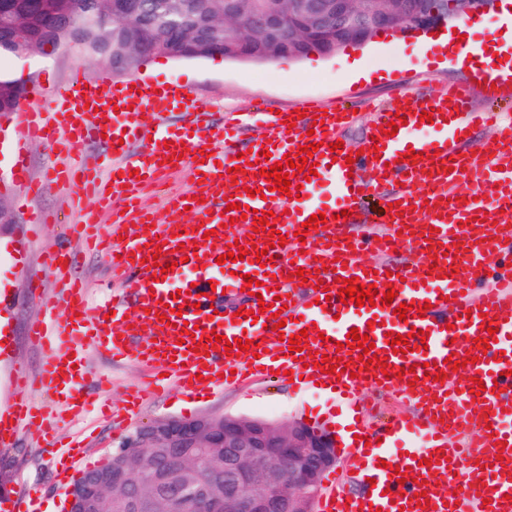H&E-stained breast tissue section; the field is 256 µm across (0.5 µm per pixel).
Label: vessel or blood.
<instances>
[{
  "mask_svg": "<svg viewBox=\"0 0 512 512\" xmlns=\"http://www.w3.org/2000/svg\"><path fill=\"white\" fill-rule=\"evenodd\" d=\"M470 61L483 96L504 97L496 58L476 46ZM189 93L168 81L116 85L106 74L91 83L80 66L56 89L51 109L40 106L41 88L31 89L18 129V176L27 171L25 145L38 141L63 155L46 169L47 181L79 199L94 196L101 209L120 203L126 210L106 226L95 211L83 210L74 226L110 260L121 288L105 294L96 311H89L86 285L69 269L74 255L60 250L47 258L60 293L29 328L43 353V389L68 410L81 411L88 344L111 358L134 355L189 395L209 382L233 384L285 370L346 400L373 387L413 401L417 412L361 433L347 456L359 480L370 482L369 494L334 485L318 512H512V272L490 277L483 266L491 254L512 252V121L477 109L467 84L423 99L407 91L396 107L373 109L369 133L378 149L371 152L340 145L342 129L356 120L342 106L311 103L301 116L257 104L216 124ZM175 111L184 116L182 126L162 125L163 115ZM398 115L405 125L387 136ZM254 123L264 135L238 151L242 129ZM491 123L497 127L491 148L471 145V132ZM88 141L101 143L102 153L80 156ZM312 143L318 146L316 176L289 171L298 196L270 189L263 170L286 155L300 158L301 147ZM184 164L197 171L193 186L168 197L163 217L142 210L140 192ZM473 179L474 192L457 196L456 187ZM231 184L237 191L230 198L225 189ZM325 185L328 202L315 196ZM360 196L380 198L386 211L356 239L340 214L356 210ZM243 208L274 214L254 239L268 264L252 253L233 263L217 261L235 249L234 228L223 225L221 214L235 218ZM319 212L327 222L297 238L302 223ZM274 235L286 237V244L269 247ZM400 245L413 248L401 263L364 259L365 252L385 254ZM183 261L194 271L191 280L177 283L160 271ZM248 274L261 280L259 295L245 293ZM349 278L375 285L372 304L341 302L339 283ZM476 284L481 298L473 303ZM390 290L396 303L408 304L405 317L384 305ZM228 293L242 295L241 316L225 308ZM263 302L273 304L274 313H260ZM353 328L375 344L367 359L345 343ZM296 334L302 337L298 352L287 342ZM397 334L409 336L408 352L393 351ZM246 339L255 351L237 349ZM322 360L348 370L322 373ZM12 384L15 401L0 410L1 447L42 415L27 398L28 377L17 373ZM404 434L423 441L398 447ZM452 434L466 435L464 447L449 446Z\"/></svg>",
  "mask_w": 512,
  "mask_h": 512,
  "instance_id": "obj_1",
  "label": "vessel or blood"
}]
</instances>
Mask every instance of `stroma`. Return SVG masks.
Instances as JSON below:
<instances>
[{
	"label": "stroma",
	"mask_w": 512,
	"mask_h": 512,
	"mask_svg": "<svg viewBox=\"0 0 512 512\" xmlns=\"http://www.w3.org/2000/svg\"><path fill=\"white\" fill-rule=\"evenodd\" d=\"M427 40L423 33H382L364 46H347L330 57L313 53L301 60L281 58L269 64L234 62L220 56L182 61L151 56L140 60L135 75L145 80L183 83L192 90L197 107L210 113L216 123L226 111L243 110L259 102L279 110L295 109L305 99L327 107L355 108L360 116L344 129L343 136L358 147L367 132L368 107L395 106L403 87L421 95L432 94L449 83L472 79L471 70L457 66L445 49L428 46ZM361 56L372 70L367 80L352 79L344 68L345 60ZM77 65L92 81L103 73L110 74L116 84L126 79L125 74L113 72L110 64L85 55L77 47L56 49L48 45L43 53L24 62L12 57L0 59V69L17 75L33 74L35 84L47 91L63 84ZM19 123L18 115L0 116V204L16 217L15 223L0 227V283L7 286L6 292L0 293V323L10 331L8 349L0 353L1 409L14 401L12 377L16 369H25L34 377L41 371L43 355L30 342L28 328L41 317L45 299L59 291L44 263L46 256L62 246L81 253L78 271L88 282L89 309H96L101 292L110 282L107 262L70 235L72 217L63 194L43 180L45 169L55 160L50 149L40 143L27 144V176L21 179L16 175L10 143L17 136ZM28 179L41 184L31 198L24 187ZM36 214L50 216V223H33ZM84 355L89 368L86 410L58 428L47 421L30 423L22 428L13 447H0V498L13 501L34 490L41 505L62 504L66 487L58 475L65 463H72V453L81 456L68 475L73 481L122 447L138 429L169 419L202 414L262 418L280 424L305 419L323 431L341 430L342 412L335 398L325 391H301L263 377L193 398L175 387L168 395L145 397L137 418L122 426L112 422L108 414L121 408L130 393L147 388V370L129 358H105L91 345L86 346ZM366 395L368 400L355 417L358 427L396 416L409 417L415 412L412 403L395 402L371 389ZM51 435L58 440L53 455L45 450V441Z\"/></svg>",
	"instance_id": "stroma-1"
}]
</instances>
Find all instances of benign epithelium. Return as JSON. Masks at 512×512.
I'll use <instances>...</instances> for the list:
<instances>
[{"label":"benign epithelium","instance_id":"7a95c632","mask_svg":"<svg viewBox=\"0 0 512 512\" xmlns=\"http://www.w3.org/2000/svg\"><path fill=\"white\" fill-rule=\"evenodd\" d=\"M367 0H301L293 32L282 29L281 16L262 14L258 27L267 39H240L227 48L237 57L268 55L274 59L304 56L306 45L320 47L330 56L347 44L362 45L381 31L428 32L450 20L448 8L419 7L418 0H400L398 11L366 9ZM493 0H453V15L481 17ZM72 26L65 21L52 45H73ZM134 454L119 449L86 470L82 480L69 486L67 512H108V500L125 498L135 503L143 486L130 479L147 470V461L178 462L190 468L205 464L214 473L209 488L196 483H172L160 467L146 481L155 495L156 512L193 500L200 512H312L325 472L336 464V448L328 434L303 423L281 425L261 418L205 415L161 421L139 429L132 439Z\"/></svg>","mask_w":512,"mask_h":512}]
</instances>
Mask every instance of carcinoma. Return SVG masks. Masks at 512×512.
I'll use <instances>...</instances> for the list:
<instances>
[{
	"label": "carcinoma",
	"instance_id": "1",
	"mask_svg": "<svg viewBox=\"0 0 512 512\" xmlns=\"http://www.w3.org/2000/svg\"><path fill=\"white\" fill-rule=\"evenodd\" d=\"M44 10L37 15L25 7L23 0L9 7H0V56L13 55L10 44L14 37H27L30 54L39 52L44 43L37 38L48 15L55 11V0H42ZM80 9L97 19L90 31L77 29L79 44L86 53L112 62V46L126 41L128 32L143 29L151 33L150 46H161L170 58L204 59L214 48L241 36L262 38L251 26L253 17L265 9H276L283 17V28L294 24L288 0H238V26L224 27L223 0H131L133 6L116 18L112 0H76ZM18 77L0 78V111L16 112L21 88Z\"/></svg>",
	"mask_w": 512,
	"mask_h": 512
}]
</instances>
